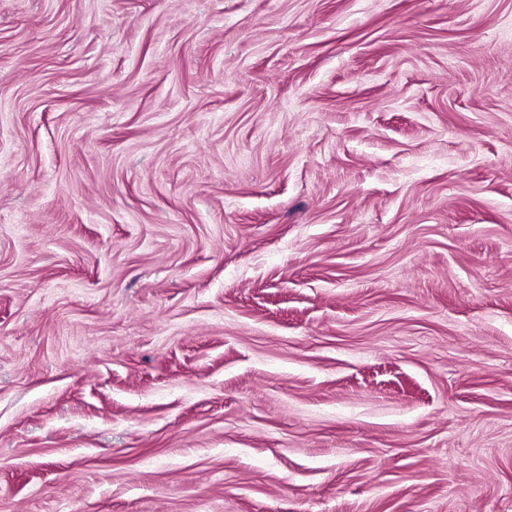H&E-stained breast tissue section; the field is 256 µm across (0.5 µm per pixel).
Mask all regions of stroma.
<instances>
[{"instance_id":"1","label":"stroma","mask_w":512,"mask_h":512,"mask_svg":"<svg viewBox=\"0 0 512 512\" xmlns=\"http://www.w3.org/2000/svg\"><path fill=\"white\" fill-rule=\"evenodd\" d=\"M0 512H512V0H0Z\"/></svg>"}]
</instances>
